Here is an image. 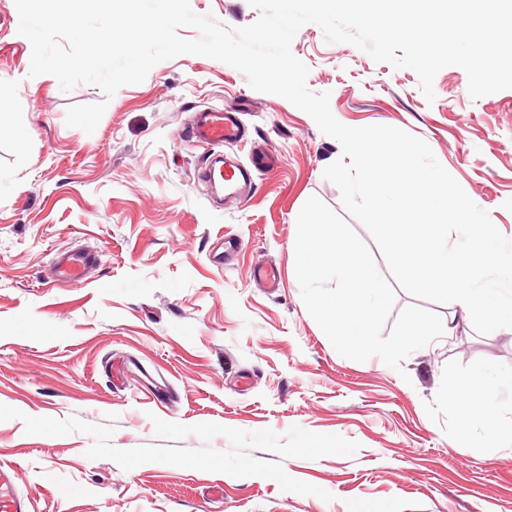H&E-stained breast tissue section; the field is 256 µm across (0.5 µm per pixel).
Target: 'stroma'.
I'll list each match as a JSON object with an SVG mask.
<instances>
[{
    "label": "stroma",
    "mask_w": 512,
    "mask_h": 512,
    "mask_svg": "<svg viewBox=\"0 0 512 512\" xmlns=\"http://www.w3.org/2000/svg\"><path fill=\"white\" fill-rule=\"evenodd\" d=\"M190 5L232 27L260 16L248 0ZM18 25L14 0H0V404L110 425L120 449L170 446L156 417L281 436L296 425L360 444L351 456L283 460L289 476L331 493L326 502L261 476L154 462L125 470L88 458L90 435L0 422V462L18 468L31 512H512V447L490 446L447 398L469 405L484 364L512 371V332L467 327L396 370L339 355L302 301L290 246L309 197L371 239L323 176L342 155L336 140L203 56L163 61L109 99L91 84L62 90L52 75L29 77ZM291 52L339 122L423 139L512 236V89L471 99L465 71L448 66L430 104L414 70L327 43L314 24ZM101 100L93 133L67 125L70 106ZM209 106L243 114L242 141L222 153L274 159L245 196L215 197L201 177L211 148L186 140ZM60 248L90 250L94 280L47 283ZM259 264L280 272L276 291L252 281Z\"/></svg>",
    "instance_id": "1"
}]
</instances>
